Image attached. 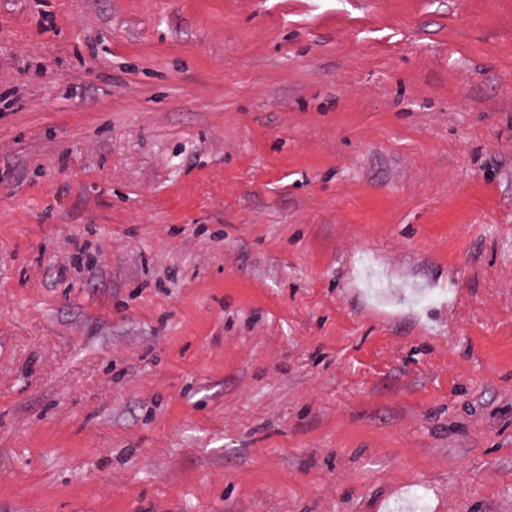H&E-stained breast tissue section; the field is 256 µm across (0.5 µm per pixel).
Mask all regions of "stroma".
Wrapping results in <instances>:
<instances>
[{
	"label": "stroma",
	"mask_w": 512,
	"mask_h": 512,
	"mask_svg": "<svg viewBox=\"0 0 512 512\" xmlns=\"http://www.w3.org/2000/svg\"><path fill=\"white\" fill-rule=\"evenodd\" d=\"M512 512V0H0V512Z\"/></svg>",
	"instance_id": "1"
}]
</instances>
